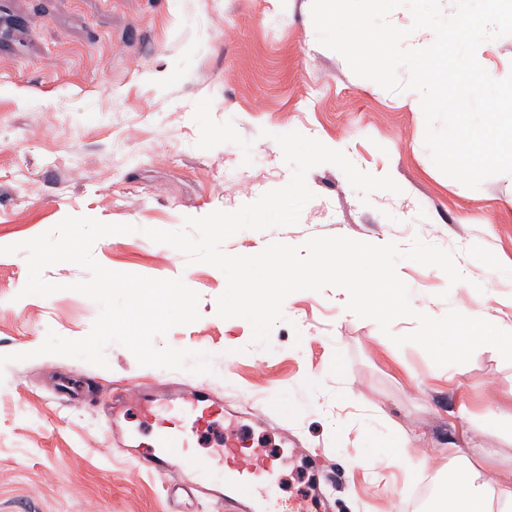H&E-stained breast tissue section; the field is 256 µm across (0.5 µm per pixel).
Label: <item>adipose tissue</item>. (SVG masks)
Masks as SVG:
<instances>
[{"label": "adipose tissue", "mask_w": 512, "mask_h": 512, "mask_svg": "<svg viewBox=\"0 0 512 512\" xmlns=\"http://www.w3.org/2000/svg\"><path fill=\"white\" fill-rule=\"evenodd\" d=\"M497 500L499 512H512V482L491 486L471 465L449 468L437 512H488L489 500Z\"/></svg>", "instance_id": "obj_1"}]
</instances>
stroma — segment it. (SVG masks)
Instances as JSON below:
<instances>
[{
	"label": "stroma",
	"instance_id": "35a3bbf8",
	"mask_svg": "<svg viewBox=\"0 0 512 512\" xmlns=\"http://www.w3.org/2000/svg\"><path fill=\"white\" fill-rule=\"evenodd\" d=\"M311 0H0L12 28L0 39V248L68 216L132 224L99 239L105 268L179 278L198 293L199 319L156 347L204 351L213 373L138 365L113 342L107 367L37 355L48 332L85 337L100 313L70 291L88 273L44 272L64 289L22 295L26 252L0 251V354L29 353L0 373V512H211L208 497L171 489L138 469L130 434L137 408L110 426L125 388L198 384L247 429L246 443L279 454V492L305 497L318 460L334 481L335 512H425L443 471L463 456L496 477L512 472V363L492 347L437 366L418 345L346 308L344 292L299 291L283 303L269 347L242 318L223 319L218 268L151 241L143 228L233 211L285 186L292 169L276 135L298 131L343 151L360 170L402 189L361 198L335 165L312 168L313 199L297 224L244 230L231 255L269 243L347 236L449 250L465 279L410 260L397 266L410 301L433 317L478 309L512 327V178L475 189L444 175L424 145L414 91L389 92L356 76L317 40ZM411 443L415 456L399 458ZM374 461L371 469L355 467Z\"/></svg>",
	"mask_w": 512,
	"mask_h": 512
}]
</instances>
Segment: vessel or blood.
Here are the masks:
<instances>
[{"mask_svg":"<svg viewBox=\"0 0 512 512\" xmlns=\"http://www.w3.org/2000/svg\"><path fill=\"white\" fill-rule=\"evenodd\" d=\"M144 428L153 429L151 450L137 457V468L175 478L192 475L217 507L236 512H289L287 502L269 482L271 467L254 448L225 445L219 459L202 461L195 450L204 428L212 426L223 407L203 388L176 387L173 394L136 395Z\"/></svg>","mask_w":512,"mask_h":512,"instance_id":"vessel-or-blood-1","label":"vessel or blood"}]
</instances>
